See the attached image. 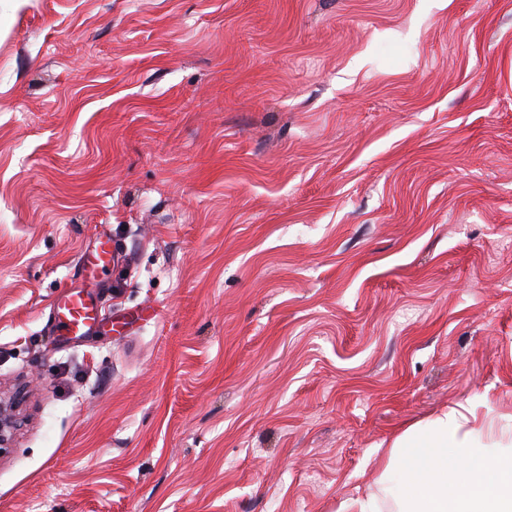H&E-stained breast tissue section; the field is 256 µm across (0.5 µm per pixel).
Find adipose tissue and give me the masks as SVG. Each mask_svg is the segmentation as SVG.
Masks as SVG:
<instances>
[{
	"label": "adipose tissue",
	"mask_w": 512,
	"mask_h": 512,
	"mask_svg": "<svg viewBox=\"0 0 512 512\" xmlns=\"http://www.w3.org/2000/svg\"><path fill=\"white\" fill-rule=\"evenodd\" d=\"M475 411L457 408L394 437L380 458L377 491L356 498L349 512H379L393 470H406L396 512H512V438L498 449L480 446Z\"/></svg>",
	"instance_id": "obj_1"
}]
</instances>
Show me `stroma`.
Listing matches in <instances>:
<instances>
[{
	"mask_svg": "<svg viewBox=\"0 0 512 512\" xmlns=\"http://www.w3.org/2000/svg\"><path fill=\"white\" fill-rule=\"evenodd\" d=\"M114 262L82 283L99 235ZM101 322L53 333L64 287ZM0 512H341L512 429V0H0ZM19 398H0V455L10 448L20 426Z\"/></svg>",
	"mask_w": 512,
	"mask_h": 512,
	"instance_id": "35a3bbf8",
	"label": "stroma"
}]
</instances>
